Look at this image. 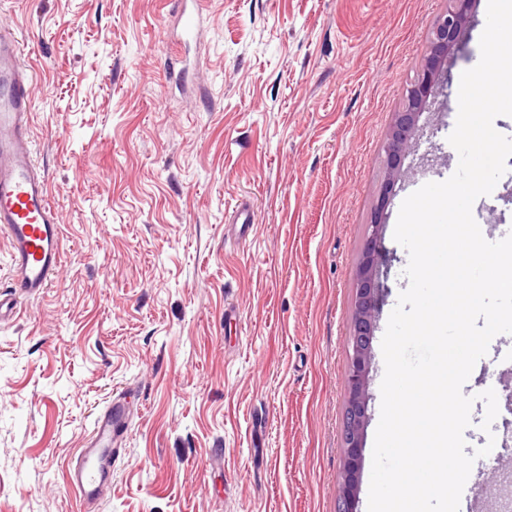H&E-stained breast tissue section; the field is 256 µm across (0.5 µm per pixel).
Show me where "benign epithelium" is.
Returning a JSON list of instances; mask_svg holds the SVG:
<instances>
[{
    "label": "benign epithelium",
    "instance_id": "7a95c632",
    "mask_svg": "<svg viewBox=\"0 0 512 512\" xmlns=\"http://www.w3.org/2000/svg\"><path fill=\"white\" fill-rule=\"evenodd\" d=\"M448 10L434 23L425 62L405 90L402 107L393 113L384 151L385 180L381 186L379 206L372 223L367 225L354 288V320L349 336L350 365L345 379L347 392L343 416V467L337 512H357L363 439L367 427L370 400L372 343L377 329L384 286L379 279L380 267L388 258L382 250L384 224L381 215L392 185L402 175L403 160L412 147L418 117L425 108L439 68L448 51L461 39L468 21L471 0H448Z\"/></svg>",
    "mask_w": 512,
    "mask_h": 512
}]
</instances>
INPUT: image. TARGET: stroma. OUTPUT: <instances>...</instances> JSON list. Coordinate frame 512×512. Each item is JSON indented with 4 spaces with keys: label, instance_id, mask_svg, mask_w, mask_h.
Masks as SVG:
<instances>
[{
    "label": "stroma",
    "instance_id": "1",
    "mask_svg": "<svg viewBox=\"0 0 512 512\" xmlns=\"http://www.w3.org/2000/svg\"><path fill=\"white\" fill-rule=\"evenodd\" d=\"M448 0H0L33 73L38 167L62 222L46 292L0 324V512H81L67 466L115 393L131 423L103 512H336L360 248L393 112ZM476 0L384 210L387 325L407 196L449 178ZM256 222L227 241L240 203ZM357 512H368L384 360L373 349ZM512 366L495 336L463 387L466 454ZM223 457V470L213 469Z\"/></svg>",
    "mask_w": 512,
    "mask_h": 512
}]
</instances>
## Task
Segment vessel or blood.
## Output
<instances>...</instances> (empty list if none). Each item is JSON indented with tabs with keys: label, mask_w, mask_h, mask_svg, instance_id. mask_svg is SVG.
Wrapping results in <instances>:
<instances>
[{
	"label": "vessel or blood",
	"mask_w": 512,
	"mask_h": 512,
	"mask_svg": "<svg viewBox=\"0 0 512 512\" xmlns=\"http://www.w3.org/2000/svg\"><path fill=\"white\" fill-rule=\"evenodd\" d=\"M31 88L20 40L0 26V237L7 242L14 288L0 294V319L14 316L17 296L41 295L62 263V225L31 151ZM129 415L126 395L114 397L96 417L87 447L68 465L66 483L85 512L102 506L101 489L112 479Z\"/></svg>",
	"instance_id": "1"
}]
</instances>
